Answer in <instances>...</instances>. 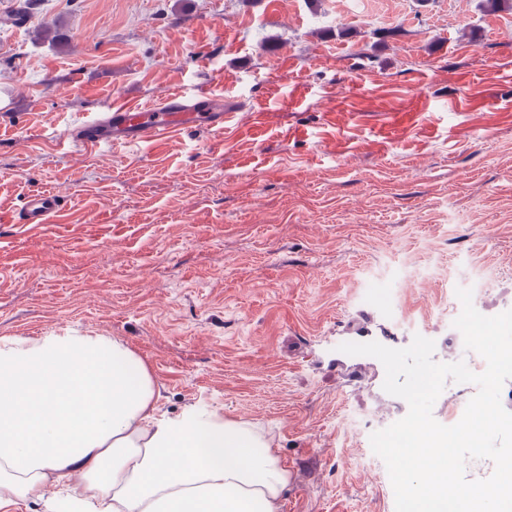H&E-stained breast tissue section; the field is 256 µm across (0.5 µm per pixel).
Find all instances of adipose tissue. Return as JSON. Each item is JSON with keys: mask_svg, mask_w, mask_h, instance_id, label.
I'll return each instance as SVG.
<instances>
[{"mask_svg": "<svg viewBox=\"0 0 512 512\" xmlns=\"http://www.w3.org/2000/svg\"><path fill=\"white\" fill-rule=\"evenodd\" d=\"M146 364L107 337L0 338V512H280L264 436L212 412L158 413Z\"/></svg>", "mask_w": 512, "mask_h": 512, "instance_id": "obj_1", "label": "adipose tissue"}]
</instances>
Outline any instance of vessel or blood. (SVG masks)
Listing matches in <instances>:
<instances>
[{"label":"vessel or blood","mask_w":512,"mask_h":512,"mask_svg":"<svg viewBox=\"0 0 512 512\" xmlns=\"http://www.w3.org/2000/svg\"><path fill=\"white\" fill-rule=\"evenodd\" d=\"M226 118L223 94L213 89L193 93L179 90L157 105L113 101L107 111L96 113L61 135L59 141L83 148L112 147L155 140L188 129L220 130ZM63 207L64 200L58 194L36 190L25 197L19 221L47 224ZM324 355L351 384H358L364 378L362 357L347 355L333 346L326 348Z\"/></svg>","instance_id":"obj_1"}]
</instances>
